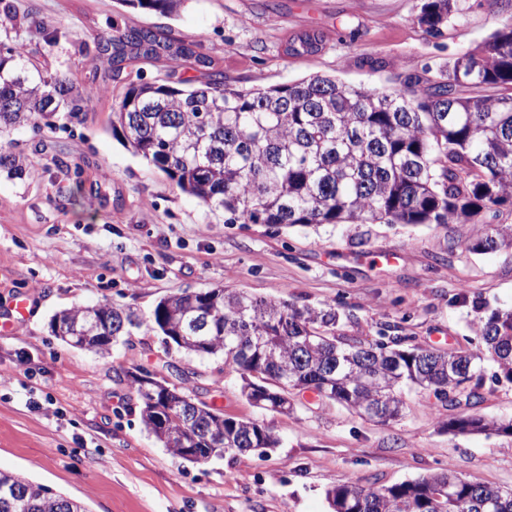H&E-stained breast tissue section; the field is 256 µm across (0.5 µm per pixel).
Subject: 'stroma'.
<instances>
[{"instance_id": "35a3bbf8", "label": "stroma", "mask_w": 512, "mask_h": 512, "mask_svg": "<svg viewBox=\"0 0 512 512\" xmlns=\"http://www.w3.org/2000/svg\"><path fill=\"white\" fill-rule=\"evenodd\" d=\"M0 45H20L51 73L84 81L92 49L111 23L169 26L202 43L226 81L271 87L315 74L388 91L401 69L438 73L512 13V0H458L438 36L415 21L423 0H186L177 17L119 0H10ZM324 31L311 55L287 53ZM121 90L93 93L79 119L12 134L21 177L0 174V312L27 296L28 322L0 335V470L42 483L89 512H330L325 492L344 482L391 485L453 470L512 489V439L453 435L428 401L410 393L404 418L387 424L321 407L306 395L294 413L260 410L223 361H189L140 329L108 356L51 335V316L109 300L150 312L163 297L213 287L336 308L340 332L364 342L408 336L447 351L479 346L475 326L512 308V250L464 248L478 227L324 224L276 230L228 224L113 136ZM97 198H89L90 187ZM196 370L202 400L253 419L280 448L197 465L144 429L139 398L118 372L160 360ZM486 368L477 411L512 417V382Z\"/></svg>"}]
</instances>
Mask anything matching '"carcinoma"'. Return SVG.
<instances>
[{"label":"carcinoma","instance_id":"cac0c4a2","mask_svg":"<svg viewBox=\"0 0 512 512\" xmlns=\"http://www.w3.org/2000/svg\"><path fill=\"white\" fill-rule=\"evenodd\" d=\"M163 16L185 0H122ZM456 0H425L416 17L441 33ZM324 38L299 39L288 51L309 55ZM169 28L125 26L95 42L87 88L44 73L20 46L0 51V135L52 128L59 114L84 112L98 78L124 85L112 108V133L156 166L182 192L222 212L226 224L277 228L321 224H450L472 222L512 204V94L462 96L461 88L512 86V15L476 49L427 71L395 75L390 92L329 75L268 88L240 89L224 70ZM185 64L197 72L176 81L147 80L138 64ZM21 156L0 146V171L20 176ZM512 248L511 224H483L465 248ZM334 308H300L243 290L211 288L161 299L147 315L99 302L56 312L53 336L102 355L121 336L147 326L188 357H223L240 374L242 395L263 410L288 415L295 397L312 391L381 423L403 415L405 391L450 411L440 420L453 434L494 432L512 438V418L455 414L479 403L483 361L494 379L512 382V310L481 321L482 349L449 352L390 336L365 345L337 333ZM136 391L145 429L173 455L206 464L281 439L251 419L226 417L145 369L124 371ZM332 512H512V490L466 481L452 470L389 486L347 482L327 491ZM0 512H89L80 501L0 471Z\"/></svg>","mask_w":512,"mask_h":512}]
</instances>
